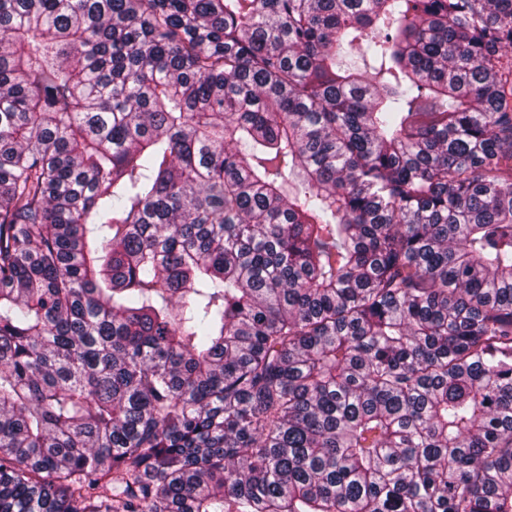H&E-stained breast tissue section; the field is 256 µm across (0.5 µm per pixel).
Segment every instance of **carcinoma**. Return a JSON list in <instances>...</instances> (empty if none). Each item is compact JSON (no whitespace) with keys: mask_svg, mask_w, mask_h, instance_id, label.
<instances>
[{"mask_svg":"<svg viewBox=\"0 0 512 512\" xmlns=\"http://www.w3.org/2000/svg\"><path fill=\"white\" fill-rule=\"evenodd\" d=\"M0 512H512V0H0Z\"/></svg>","mask_w":512,"mask_h":512,"instance_id":"carcinoma-1","label":"carcinoma"}]
</instances>
